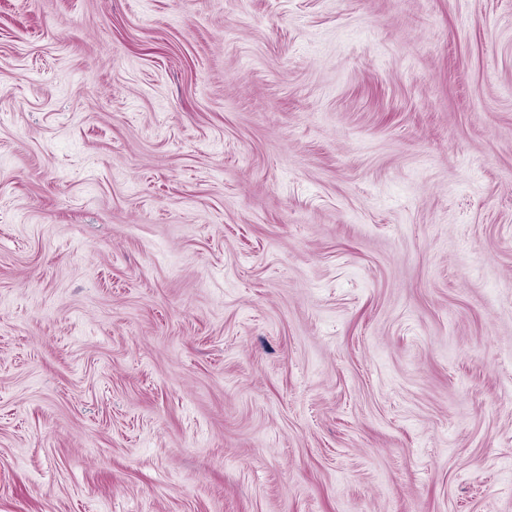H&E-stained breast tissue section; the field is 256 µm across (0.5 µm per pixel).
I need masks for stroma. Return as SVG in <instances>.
I'll return each mask as SVG.
<instances>
[{
    "mask_svg": "<svg viewBox=\"0 0 512 512\" xmlns=\"http://www.w3.org/2000/svg\"><path fill=\"white\" fill-rule=\"evenodd\" d=\"M0 512H512V0H0Z\"/></svg>",
    "mask_w": 512,
    "mask_h": 512,
    "instance_id": "35a3bbf8",
    "label": "stroma"
}]
</instances>
